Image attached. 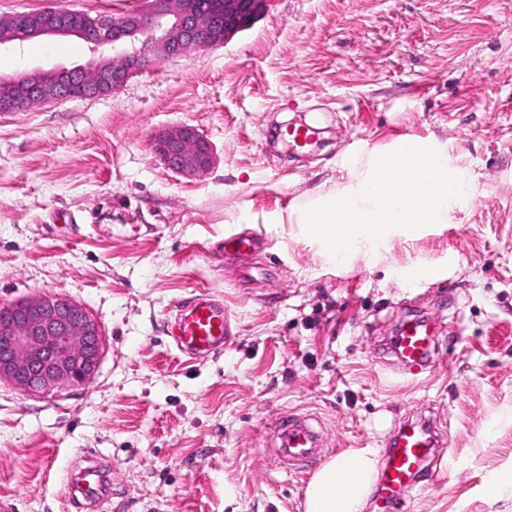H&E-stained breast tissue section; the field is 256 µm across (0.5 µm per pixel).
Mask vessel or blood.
I'll use <instances>...</instances> for the list:
<instances>
[{"instance_id":"b4317fda","label":"vessel or blood","mask_w":512,"mask_h":512,"mask_svg":"<svg viewBox=\"0 0 512 512\" xmlns=\"http://www.w3.org/2000/svg\"><path fill=\"white\" fill-rule=\"evenodd\" d=\"M235 318L223 303L201 294L178 306L172 316L171 337L185 357L198 359L230 344ZM435 329L427 321L400 325L387 342L406 370H425L433 362ZM275 458L305 466L321 456L323 432L312 419L288 414L273 421L267 431ZM440 437L427 420L408 421L390 437L371 501L375 512H411L412 494L435 458ZM109 479L105 469H85L82 478L69 484L70 497L97 502L105 498Z\"/></svg>"}]
</instances>
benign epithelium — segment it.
Instances as JSON below:
<instances>
[{
    "instance_id": "benign-epithelium-1",
    "label": "benign epithelium",
    "mask_w": 512,
    "mask_h": 512,
    "mask_svg": "<svg viewBox=\"0 0 512 512\" xmlns=\"http://www.w3.org/2000/svg\"><path fill=\"white\" fill-rule=\"evenodd\" d=\"M273 0H146V9L120 18H97L69 9L45 8L57 22L0 20V46L44 36H87L96 46L112 45V65L101 58L86 65L33 68L0 76V112L18 110V99L39 104L113 94L146 67L215 49L250 29ZM152 150L164 167L184 177L201 176L215 162L212 142L194 126L158 131ZM0 383L31 397L56 396L82 386L97 374L106 355L101 325L83 304L62 295H40L0 304Z\"/></svg>"
}]
</instances>
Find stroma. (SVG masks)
Listing matches in <instances>:
<instances>
[{
    "label": "stroma",
    "mask_w": 512,
    "mask_h": 512,
    "mask_svg": "<svg viewBox=\"0 0 512 512\" xmlns=\"http://www.w3.org/2000/svg\"><path fill=\"white\" fill-rule=\"evenodd\" d=\"M144 5L0 0V18ZM111 55L36 38L0 48V75ZM297 121L320 134L293 154L277 132ZM179 124L215 145L208 173L155 157L154 135ZM410 136L468 173L449 223L340 261L292 223ZM243 230L259 252L225 254ZM410 266L438 277L408 283ZM202 293L228 305L236 337L189 361L170 320ZM40 294L85 304L107 353L61 396L0 385V496L16 512H77L67 471L90 452L112 467L102 512H303L312 468L265 455L266 424L288 412L325 423L326 460L429 419L444 435L438 475L412 512H512L511 495L487 496L512 470V0H274L225 46L112 95L0 112V303ZM414 316L438 332L436 365L418 374L383 348Z\"/></svg>",
    "instance_id": "35a3bbf8"
}]
</instances>
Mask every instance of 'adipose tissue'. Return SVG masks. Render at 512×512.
I'll return each mask as SVG.
<instances>
[{"label":"adipose tissue","instance_id":"adipose-tissue-1","mask_svg":"<svg viewBox=\"0 0 512 512\" xmlns=\"http://www.w3.org/2000/svg\"><path fill=\"white\" fill-rule=\"evenodd\" d=\"M377 467V451L360 448L329 459L305 490V512H361Z\"/></svg>","mask_w":512,"mask_h":512}]
</instances>
